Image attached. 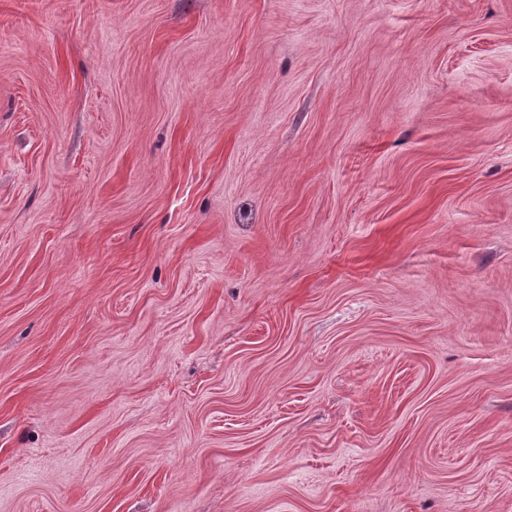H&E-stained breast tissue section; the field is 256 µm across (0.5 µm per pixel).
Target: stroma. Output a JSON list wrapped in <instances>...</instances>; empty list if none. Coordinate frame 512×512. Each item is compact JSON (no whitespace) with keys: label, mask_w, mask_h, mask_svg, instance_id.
<instances>
[{"label":"stroma","mask_w":512,"mask_h":512,"mask_svg":"<svg viewBox=\"0 0 512 512\" xmlns=\"http://www.w3.org/2000/svg\"><path fill=\"white\" fill-rule=\"evenodd\" d=\"M0 512H512V0H0Z\"/></svg>","instance_id":"obj_1"}]
</instances>
